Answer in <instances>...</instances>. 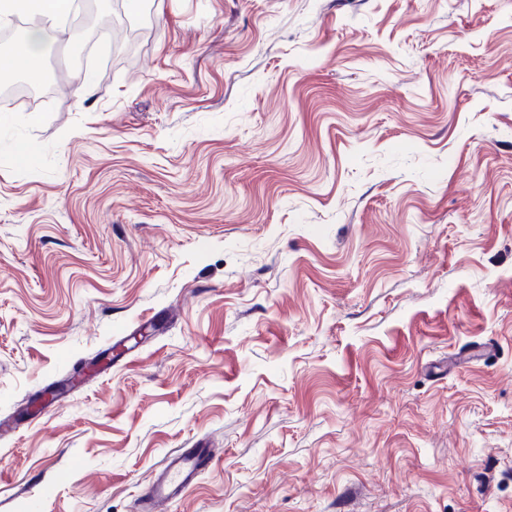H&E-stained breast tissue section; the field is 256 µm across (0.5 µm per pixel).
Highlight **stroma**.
<instances>
[{"label": "stroma", "instance_id": "1", "mask_svg": "<svg viewBox=\"0 0 512 512\" xmlns=\"http://www.w3.org/2000/svg\"><path fill=\"white\" fill-rule=\"evenodd\" d=\"M95 2L0 112V512H512V0ZM210 461L209 448H181L167 454L160 462L159 472L152 485L137 504L140 512H157L170 501L185 496Z\"/></svg>", "mask_w": 512, "mask_h": 512}]
</instances>
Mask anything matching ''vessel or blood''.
Wrapping results in <instances>:
<instances>
[{"instance_id":"vessel-or-blood-1","label":"vessel or blood","mask_w":512,"mask_h":512,"mask_svg":"<svg viewBox=\"0 0 512 512\" xmlns=\"http://www.w3.org/2000/svg\"><path fill=\"white\" fill-rule=\"evenodd\" d=\"M209 461L210 451L204 447L181 448L167 454L155 481L137 504L139 512H158L162 505L185 496Z\"/></svg>"}]
</instances>
